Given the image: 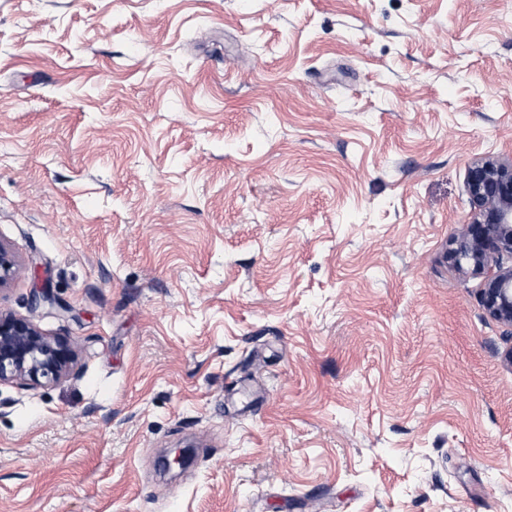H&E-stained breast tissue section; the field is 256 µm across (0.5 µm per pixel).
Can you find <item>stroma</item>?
I'll return each mask as SVG.
<instances>
[{
  "mask_svg": "<svg viewBox=\"0 0 512 512\" xmlns=\"http://www.w3.org/2000/svg\"><path fill=\"white\" fill-rule=\"evenodd\" d=\"M488 154L512 0H0V309L78 353L0 384V512H512ZM471 220L448 244L461 272L482 275L480 303L494 321L512 328V160L475 157L468 164ZM20 268V261L9 246L0 240V288L6 287Z\"/></svg>",
  "mask_w": 512,
  "mask_h": 512,
  "instance_id": "stroma-1",
  "label": "stroma"
}]
</instances>
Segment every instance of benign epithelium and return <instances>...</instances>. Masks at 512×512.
I'll return each mask as SVG.
<instances>
[{
    "instance_id": "1",
    "label": "benign epithelium",
    "mask_w": 512,
    "mask_h": 512,
    "mask_svg": "<svg viewBox=\"0 0 512 512\" xmlns=\"http://www.w3.org/2000/svg\"><path fill=\"white\" fill-rule=\"evenodd\" d=\"M471 220L448 244V260L461 272L483 277L480 303L494 321L512 328V160L479 156L468 164ZM20 268L0 241V288ZM77 352L65 337L43 334L27 317L0 312V383H57L74 374ZM192 450L176 448L165 464L187 466Z\"/></svg>"
}]
</instances>
